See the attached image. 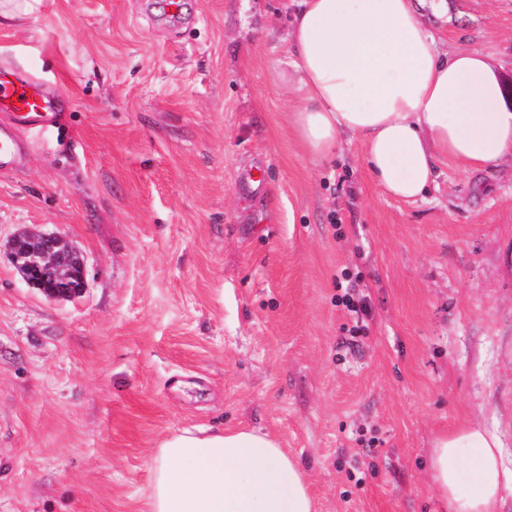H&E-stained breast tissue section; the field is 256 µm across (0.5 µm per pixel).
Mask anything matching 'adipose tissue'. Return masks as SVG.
Listing matches in <instances>:
<instances>
[{
    "label": "adipose tissue",
    "instance_id": "ef3b65f1",
    "mask_svg": "<svg viewBox=\"0 0 512 512\" xmlns=\"http://www.w3.org/2000/svg\"><path fill=\"white\" fill-rule=\"evenodd\" d=\"M278 78L291 126L326 159L358 139L374 183L414 201L454 164L474 172L512 159V109L489 56L440 51L415 0H297ZM500 442L471 424L433 441L430 479L448 512H498L512 472ZM148 512H315L299 463L245 427L189 431L157 449Z\"/></svg>",
    "mask_w": 512,
    "mask_h": 512
}]
</instances>
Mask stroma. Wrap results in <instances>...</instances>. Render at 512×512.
Here are the masks:
<instances>
[{
  "instance_id": "1",
  "label": "stroma",
  "mask_w": 512,
  "mask_h": 512,
  "mask_svg": "<svg viewBox=\"0 0 512 512\" xmlns=\"http://www.w3.org/2000/svg\"><path fill=\"white\" fill-rule=\"evenodd\" d=\"M446 2L421 9L441 51L512 78V0ZM293 10L42 0L0 28V72L65 114L16 126L30 155L0 173V512H146L163 440L239 425L298 460L317 512H443L432 443L469 423L512 470V163L403 202L351 136L312 160L273 68ZM24 227L81 250L83 294L22 280ZM348 283L373 316L355 354Z\"/></svg>"
}]
</instances>
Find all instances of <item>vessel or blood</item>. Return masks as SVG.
I'll return each instance as SVG.
<instances>
[{
	"mask_svg": "<svg viewBox=\"0 0 512 512\" xmlns=\"http://www.w3.org/2000/svg\"><path fill=\"white\" fill-rule=\"evenodd\" d=\"M58 102L45 95L37 81L0 75V111L23 124L44 125L56 121ZM26 145L12 128L0 126V172L23 160Z\"/></svg>",
	"mask_w": 512,
	"mask_h": 512,
	"instance_id": "obj_1",
	"label": "vessel or blood"
}]
</instances>
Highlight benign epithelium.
Instances as JSON below:
<instances>
[{
    "instance_id": "1",
    "label": "benign epithelium",
    "mask_w": 512,
    "mask_h": 512,
    "mask_svg": "<svg viewBox=\"0 0 512 512\" xmlns=\"http://www.w3.org/2000/svg\"><path fill=\"white\" fill-rule=\"evenodd\" d=\"M8 248L23 280L49 299H70L87 288V267L82 254L64 236L22 230Z\"/></svg>"
}]
</instances>
